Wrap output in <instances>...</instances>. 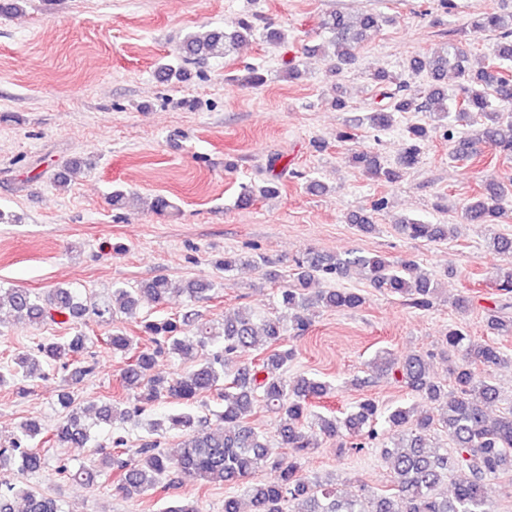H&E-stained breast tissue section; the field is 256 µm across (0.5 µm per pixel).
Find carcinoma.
I'll list each match as a JSON object with an SVG mask.
<instances>
[{"instance_id":"1","label":"carcinoma","mask_w":512,"mask_h":512,"mask_svg":"<svg viewBox=\"0 0 512 512\" xmlns=\"http://www.w3.org/2000/svg\"><path fill=\"white\" fill-rule=\"evenodd\" d=\"M385 19L365 14L357 19L336 12L321 24L332 47L329 75L340 77L356 61V46L367 34L379 29ZM475 33L495 32L499 36L497 58L512 60V11L490 12L471 22ZM257 26L250 18L239 19L233 29L214 28L187 35L178 48V58L188 63L224 56L238 44L253 38ZM409 68L425 71L431 85L423 96L403 93L401 75L387 70L371 74L372 82L381 88L388 104L376 107L369 116L374 130H386L395 117L407 112H429L445 120L443 137L458 160H481L479 146L491 148L496 155L512 159V114L493 107L491 99L512 102V79L503 75L495 63L477 69L468 65V51L456 44L433 57L414 58ZM461 79L453 123L449 115L448 92L441 83L448 70ZM475 124V132L460 136L461 123ZM433 128L427 123H410L404 129L403 147L392 164H384L378 155L355 150L348 156L350 164L361 167L372 176L395 183L420 161ZM86 164L69 161L58 175L64 186L84 173ZM380 197L370 209L354 212L348 221L362 233L376 231L373 213L387 208ZM469 224H500L512 219V183L490 182L484 190L463 206ZM399 231L411 239L444 241L453 230L451 224H426L404 219ZM265 258L251 252L225 253L215 266L229 273L244 266H258ZM293 283L280 289L276 316H260L251 310L238 311L224 322L215 324L189 310L174 318H137L143 297L162 304L174 294H184L193 302L216 288L205 279L176 282L166 277L155 278L135 288L113 285L112 295L97 298L82 293L71 285H58L41 292L0 285V313L7 312L16 324L37 325L47 320L76 326L90 317L112 324L117 315L138 319L146 346H134V337L120 327L112 328L107 345L112 353L130 360L121 374V386L133 395L134 403L105 401L96 408L95 418L118 430L133 413L170 399L192 404L208 391L221 393L224 409L218 413L224 427H210L208 418L191 413L169 415L150 424L157 435L181 430L184 438L174 455L161 448V441L150 440L141 447L121 455L98 445L95 457L78 468L59 462L56 474L84 485L96 481L101 472L115 474V491L125 499H133L159 486H175L174 474L201 478L210 483L233 485L247 497L252 512H289L290 504L301 500L306 512H494L485 493V483L504 471H512V409L492 419L491 404L501 399V391L489 375L490 371L509 365L507 357L494 343H474L462 330L450 328L442 340L441 354L458 363L450 369L452 387L446 388L431 376L426 356L410 354L400 363L389 353L377 355L372 368L381 373L396 372L401 382L428 403L439 415L419 412L413 406L398 405L385 412L370 396L357 401L345 418L324 415L313 410V403L329 399L334 388L317 377L288 375L294 351L283 345L286 333L303 332L311 325L307 312L314 307L353 311L365 304V297L350 288H330L314 295L308 293L314 280L339 281L352 276L384 294L397 295L411 307L427 310L438 297V283L421 272L411 259L392 260L384 255L350 252L322 254L308 251L293 259ZM486 326L491 334L512 337V315L489 310ZM220 341V350L197 361L187 371L166 372L161 363L168 358L194 359L208 345ZM90 339L81 332L66 339L50 338L36 344L33 351L17 355L12 369L0 373V388L14 380L23 381L36 375L40 365H56L66 369L78 365L75 373L85 377L93 368L81 364ZM260 354L256 362L238 368L234 373L227 365L242 350ZM64 418L51 429L50 440L57 445L83 446L93 441L92 425L83 414L89 407L69 392L58 397ZM262 407L277 415L280 445L292 450L286 459H272L268 454V437L257 432L250 419ZM442 428L454 448L429 446L428 439L436 428ZM43 434L36 420H26L18 434L0 446V469L15 468L24 477L45 468V457L34 448ZM346 436L357 448L378 445L381 455L392 469L393 492L374 495L362 488L354 497L336 489L332 480L321 481L304 472L303 451L318 447L317 437ZM271 468L277 472L272 481L251 482L252 474ZM453 483V492L443 490ZM22 512H64L60 500L23 488L16 483L0 482V512H16L17 500Z\"/></svg>"}]
</instances>
